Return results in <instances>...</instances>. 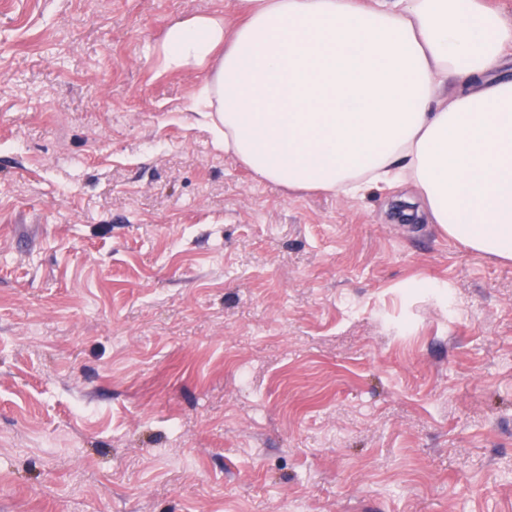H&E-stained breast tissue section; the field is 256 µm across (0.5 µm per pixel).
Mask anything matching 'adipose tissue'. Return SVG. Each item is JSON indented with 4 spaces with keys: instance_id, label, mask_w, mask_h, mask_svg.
<instances>
[{
    "instance_id": "obj_1",
    "label": "adipose tissue",
    "mask_w": 512,
    "mask_h": 512,
    "mask_svg": "<svg viewBox=\"0 0 512 512\" xmlns=\"http://www.w3.org/2000/svg\"><path fill=\"white\" fill-rule=\"evenodd\" d=\"M232 35L171 25L163 71L259 180L357 197L411 186L417 218L512 263V24L486 0H246Z\"/></svg>"
}]
</instances>
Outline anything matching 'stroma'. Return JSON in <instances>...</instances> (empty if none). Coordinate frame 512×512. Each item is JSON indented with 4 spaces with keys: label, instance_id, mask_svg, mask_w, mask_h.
<instances>
[{
    "label": "stroma",
    "instance_id": "35a3bbf8",
    "mask_svg": "<svg viewBox=\"0 0 512 512\" xmlns=\"http://www.w3.org/2000/svg\"><path fill=\"white\" fill-rule=\"evenodd\" d=\"M214 11L0 0V512H512V264L217 151Z\"/></svg>",
    "mask_w": 512,
    "mask_h": 512
}]
</instances>
